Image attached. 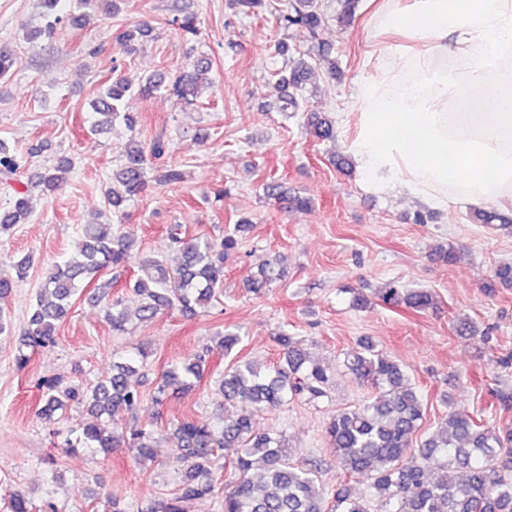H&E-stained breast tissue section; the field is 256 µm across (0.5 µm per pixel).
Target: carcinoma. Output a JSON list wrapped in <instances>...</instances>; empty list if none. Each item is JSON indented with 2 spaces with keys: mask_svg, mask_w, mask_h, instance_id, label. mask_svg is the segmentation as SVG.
<instances>
[{
  "mask_svg": "<svg viewBox=\"0 0 512 512\" xmlns=\"http://www.w3.org/2000/svg\"><path fill=\"white\" fill-rule=\"evenodd\" d=\"M72 2L74 7L61 15L57 10L60 0H44V23L34 33L25 34V40L33 44L51 39L58 25L67 21L79 26L86 13L103 4L106 15L116 16L124 0ZM277 22L313 39L323 26L324 15L319 0H290L288 8L279 11ZM172 23L187 35L199 33L194 14L175 18ZM206 71L204 62L196 61L171 83L159 75L136 84L124 76L113 80L99 90L92 104L96 117L92 130L101 132L118 120L134 130L137 117L125 111L128 97L164 92L186 100L197 94L200 76ZM311 74L313 67L302 55L293 60L288 73H279L278 84L293 89L287 105L295 111L299 109L295 92ZM311 128L319 140L335 138V121L326 116H311ZM166 151L167 143L160 138L147 148L134 137L128 140L120 168L113 174L116 182L107 194L113 210L145 191L151 160L162 158ZM27 163L25 154L0 140V180L4 184L16 180ZM70 171L71 162L62 160L45 169L37 185L55 192L66 183ZM266 193L285 205L307 206L305 199L287 196L277 184L266 185ZM30 218L28 195L14 190L10 206L0 211V237ZM474 219L481 224L497 223L512 233V217L495 210H479ZM246 228V223L237 224L223 238L210 240L188 238L174 226L168 235L169 248L177 252L179 260L170 267L159 255L134 253L136 238L130 231L114 232L112 225L98 222L79 225L75 250L63 263L46 271L19 340L18 365L24 366L29 360L24 350L54 343L58 323L68 314L81 284L90 287V298L106 300L105 316L112 332L122 335L128 331L130 311L124 298L112 296L114 280L100 281L109 267L137 265V274L125 288L139 297L135 315L140 321H152L173 308L191 317L208 312L224 284V255L239 248L241 232ZM34 263L30 253L14 261L12 272L0 275V295L25 281ZM284 276L279 264L264 263L248 279V289L260 294ZM381 300L415 311L435 305L431 291H407L394 284L384 289ZM275 341L281 353L272 366L262 370L251 362L237 361L220 378L218 389L224 406L238 405L239 413L215 420L183 416L172 422L178 442L175 462L184 475L171 493L153 503L150 512H187V503L215 496L220 490L222 512H512V429L502 430L466 413L450 411L435 433L416 442L426 404L400 364L376 350L367 338L344 354L342 366L355 380L370 385L375 394L329 418L325 438L336 459L338 481L332 494L324 492L318 485L317 465L294 460V452L280 433L260 432L254 425L255 414L279 407L290 398L314 401L328 394L330 368L286 333L275 336ZM205 365L203 353L170 363L162 373L159 392L183 395L193 391L203 378ZM139 370L134 360L115 362L111 376L89 387L44 377L38 383V416L50 422L69 403L82 404L88 417L80 429L66 436V451L86 448L108 454L125 447L135 460L145 461L153 448L152 425L125 436L109 424L115 412H134L142 404V395L132 381ZM226 451L233 456L224 464L221 477L217 464ZM364 473L370 474L371 482L367 492L358 496L350 481Z\"/></svg>",
  "mask_w": 512,
  "mask_h": 512,
  "instance_id": "cac0c4a2",
  "label": "carcinoma"
}]
</instances>
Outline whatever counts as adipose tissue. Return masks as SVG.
<instances>
[{"mask_svg":"<svg viewBox=\"0 0 512 512\" xmlns=\"http://www.w3.org/2000/svg\"><path fill=\"white\" fill-rule=\"evenodd\" d=\"M371 20L418 78L399 92L386 72L360 85L350 149L361 168L442 209L452 187L477 206L512 201V75L499 74L512 53V0H377ZM437 52L475 62L439 69Z\"/></svg>","mask_w":512,"mask_h":512,"instance_id":"obj_1","label":"adipose tissue"}]
</instances>
